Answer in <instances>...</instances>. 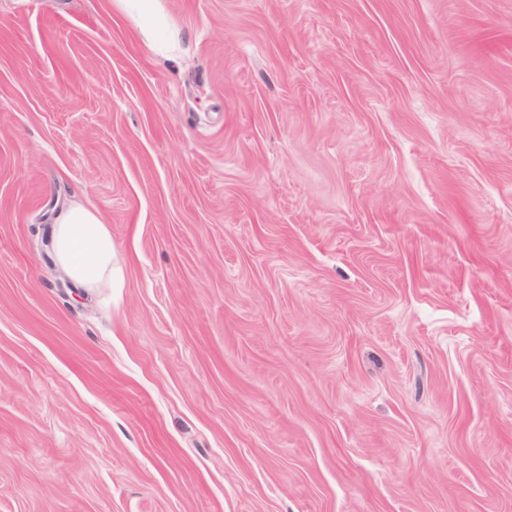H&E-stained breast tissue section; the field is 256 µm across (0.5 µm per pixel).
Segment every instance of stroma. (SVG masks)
<instances>
[{"mask_svg":"<svg viewBox=\"0 0 512 512\" xmlns=\"http://www.w3.org/2000/svg\"><path fill=\"white\" fill-rule=\"evenodd\" d=\"M155 9L0 0V512H512V0ZM53 247L57 260L85 288L112 282L115 251L99 215L81 205L68 210L55 225Z\"/></svg>","mask_w":512,"mask_h":512,"instance_id":"35a3bbf8","label":"stroma"}]
</instances>
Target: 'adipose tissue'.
Returning <instances> with one entry per match:
<instances>
[{
	"label": "adipose tissue",
	"mask_w": 512,
	"mask_h": 512,
	"mask_svg": "<svg viewBox=\"0 0 512 512\" xmlns=\"http://www.w3.org/2000/svg\"><path fill=\"white\" fill-rule=\"evenodd\" d=\"M53 247L57 260L81 286L95 288L111 279L116 255L95 211L81 205L68 210L55 226Z\"/></svg>",
	"instance_id": "1"
}]
</instances>
